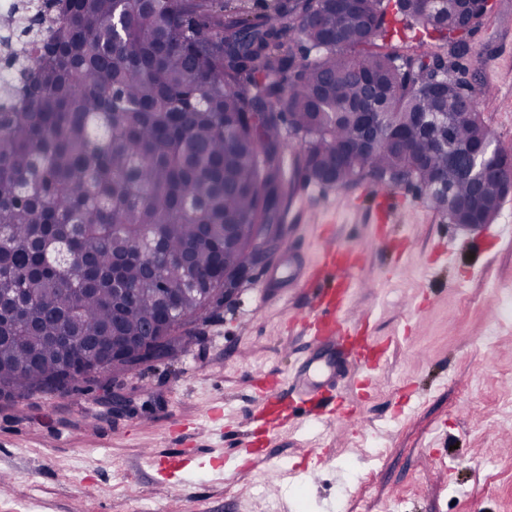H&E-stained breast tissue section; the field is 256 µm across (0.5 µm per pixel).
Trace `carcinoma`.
<instances>
[{
    "label": "carcinoma",
    "mask_w": 512,
    "mask_h": 512,
    "mask_svg": "<svg viewBox=\"0 0 512 512\" xmlns=\"http://www.w3.org/2000/svg\"><path fill=\"white\" fill-rule=\"evenodd\" d=\"M321 0H274L270 12L243 19L211 0H0V397L95 380L89 346L112 347L161 322L156 284L129 252L118 273L133 297H114V256L152 230L160 282L178 320L152 357L112 366L131 371L174 354L179 330L224 300V266L246 257L224 244L227 225L280 224L292 183L285 176L286 114L305 173L336 163L337 188L373 172L405 169L432 189L445 175L459 202L473 194L465 162L448 163L425 136L356 144L365 87L372 111L403 128L420 112L459 102L448 58L383 51L376 39L388 15L414 19L456 52L467 32L456 26L459 0H362L358 16L293 29ZM339 29V38L328 29ZM493 136L478 108L448 128L455 142L482 146ZM500 185L485 186L490 221ZM63 245L88 259L66 272ZM187 255L212 293H181Z\"/></svg>",
    "instance_id": "cac0c4a2"
}]
</instances>
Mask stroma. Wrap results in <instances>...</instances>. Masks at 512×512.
Returning a JSON list of instances; mask_svg holds the SVG:
<instances>
[{"label": "stroma", "mask_w": 512, "mask_h": 512, "mask_svg": "<svg viewBox=\"0 0 512 512\" xmlns=\"http://www.w3.org/2000/svg\"><path fill=\"white\" fill-rule=\"evenodd\" d=\"M466 37L458 60L499 142L512 147V0ZM304 219L204 321L177 356L79 388L0 400V512H512V197L495 225L450 224L404 187L310 184ZM354 257L347 321L382 346L365 390L336 388L360 428L337 433L296 407L260 457L241 459L266 373L310 346V288L288 259L328 245ZM132 402L112 413V393ZM182 456L162 477L157 460Z\"/></svg>", "instance_id": "35a3bbf8"}]
</instances>
